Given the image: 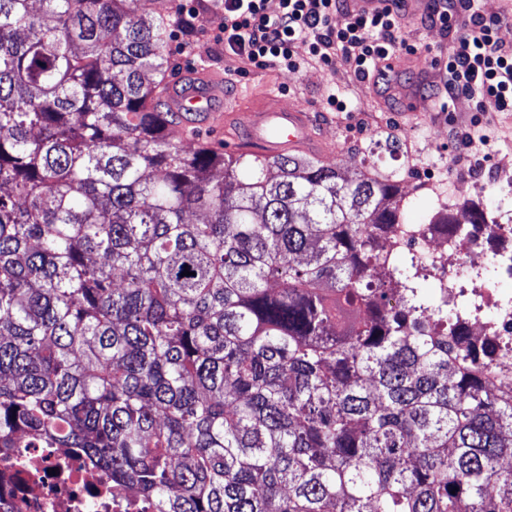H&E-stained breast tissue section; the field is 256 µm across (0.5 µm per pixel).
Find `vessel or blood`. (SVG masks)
Listing matches in <instances>:
<instances>
[{
    "label": "vessel or blood",
    "mask_w": 512,
    "mask_h": 512,
    "mask_svg": "<svg viewBox=\"0 0 512 512\" xmlns=\"http://www.w3.org/2000/svg\"><path fill=\"white\" fill-rule=\"evenodd\" d=\"M166 104L170 111L188 116L192 125L223 127L226 137L245 153L271 158L289 152L318 156L329 152L307 110L275 101L240 112L225 111L221 81L201 70L171 84Z\"/></svg>",
    "instance_id": "1"
}]
</instances>
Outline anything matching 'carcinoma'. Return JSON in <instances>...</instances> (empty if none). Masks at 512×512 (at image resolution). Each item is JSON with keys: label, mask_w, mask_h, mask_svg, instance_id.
<instances>
[{"label": "carcinoma", "mask_w": 512, "mask_h": 512, "mask_svg": "<svg viewBox=\"0 0 512 512\" xmlns=\"http://www.w3.org/2000/svg\"><path fill=\"white\" fill-rule=\"evenodd\" d=\"M166 51L157 0H0V448L135 512H512V394L384 253L397 181L181 147Z\"/></svg>", "instance_id": "cac0c4a2"}]
</instances>
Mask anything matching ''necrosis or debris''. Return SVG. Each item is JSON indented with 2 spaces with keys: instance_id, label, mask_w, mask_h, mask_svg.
<instances>
[{
  "instance_id": "4bbe7bcc",
  "label": "necrosis or debris",
  "mask_w": 512,
  "mask_h": 512,
  "mask_svg": "<svg viewBox=\"0 0 512 512\" xmlns=\"http://www.w3.org/2000/svg\"><path fill=\"white\" fill-rule=\"evenodd\" d=\"M492 239L501 241V249L487 250ZM386 245L412 249L423 264L441 271L449 307L463 308L469 328L497 343V384L511 390L512 293L475 277L473 271L490 266L501 278L512 280V217L489 214L474 235L458 239L442 224H399ZM124 496V491L113 489L108 473L69 449L0 450V512H120Z\"/></svg>"
}]
</instances>
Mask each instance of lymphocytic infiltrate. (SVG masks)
<instances>
[{
	"instance_id": "1",
	"label": "lymphocytic infiltrate",
	"mask_w": 512,
	"mask_h": 512,
	"mask_svg": "<svg viewBox=\"0 0 512 512\" xmlns=\"http://www.w3.org/2000/svg\"><path fill=\"white\" fill-rule=\"evenodd\" d=\"M395 4L393 11L367 15L352 11L347 0H214L209 31L225 54L257 68L296 71L308 59L340 62L360 81L380 86L390 77L380 61L415 51L402 38L405 0ZM462 13L468 22L461 26ZM421 21L458 32L443 61L441 104L465 95L512 112V51L500 43V16L485 14L480 0H430Z\"/></svg>"
}]
</instances>
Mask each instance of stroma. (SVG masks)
<instances>
[{"mask_svg":"<svg viewBox=\"0 0 512 512\" xmlns=\"http://www.w3.org/2000/svg\"><path fill=\"white\" fill-rule=\"evenodd\" d=\"M404 39L414 45L413 59L418 70L441 81L438 50L452 47L455 38L436 29L425 28L419 15H412L403 30ZM191 55L179 53L176 41H169L167 79L201 68L224 81V96L230 106L258 103L282 97L309 108L326 139L333 147L324 157L325 165L335 167L347 179L359 172L395 176L404 199L403 218L410 224H432L442 218L436 193L448 199L482 203L486 212L512 207V201L495 189L474 190L460 178L475 173L483 162L495 160L512 165V112L497 111L493 103L477 108L467 96L457 97L448 111L438 101L429 110L412 115L393 99L387 111L377 109L378 87L360 82L352 69L338 64L327 66L306 62L300 70L258 69L226 56L223 46L196 35L191 39ZM348 101L344 112L326 108L330 94ZM479 124L491 137L483 153L460 155L457 136Z\"/></svg>","mask_w":512,"mask_h":512,"instance_id":"1","label":"stroma"}]
</instances>
